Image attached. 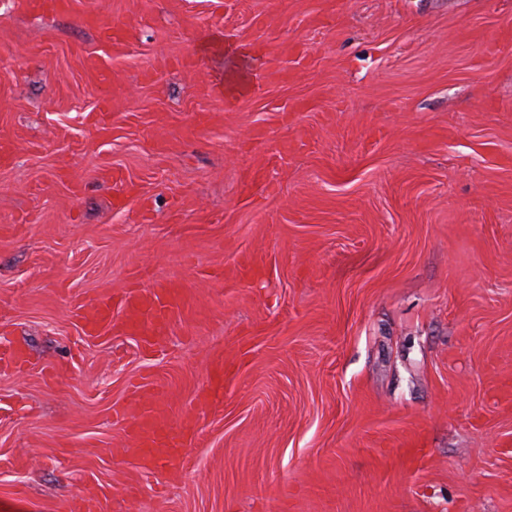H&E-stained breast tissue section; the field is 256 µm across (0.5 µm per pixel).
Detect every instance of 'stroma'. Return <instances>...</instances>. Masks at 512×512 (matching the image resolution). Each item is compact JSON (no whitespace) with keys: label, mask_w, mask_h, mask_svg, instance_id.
Listing matches in <instances>:
<instances>
[{"label":"stroma","mask_w":512,"mask_h":512,"mask_svg":"<svg viewBox=\"0 0 512 512\" xmlns=\"http://www.w3.org/2000/svg\"><path fill=\"white\" fill-rule=\"evenodd\" d=\"M1 136L0 512H512V0H0ZM136 281L166 340L85 337ZM185 298L184 291L174 286L157 284L150 289L137 286L122 295L119 303L122 317L117 323L112 316V295H102L90 305L81 306L78 317L88 338L112 334L113 327L139 337L148 346H155ZM156 393L139 394L127 413L130 416L128 431L129 448L125 453L146 466L159 461L173 459L182 467L189 466L191 460L178 448H184L191 439L193 429L190 421L176 425L155 405Z\"/></svg>","instance_id":"stroma-1"}]
</instances>
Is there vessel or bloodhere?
Here are the masks:
<instances>
[{"mask_svg": "<svg viewBox=\"0 0 512 512\" xmlns=\"http://www.w3.org/2000/svg\"><path fill=\"white\" fill-rule=\"evenodd\" d=\"M184 302L183 290L176 287L158 284L145 289L137 286L126 290L117 303L108 295L98 297L90 305L81 307L78 317L86 337L117 329L153 346ZM117 309L122 312L118 320L112 316ZM127 413L130 417L126 450L129 457L148 466L170 459L184 467L189 465L190 460L183 452L193 434L189 424H171L168 416L156 407L151 394L138 395Z\"/></svg>", "mask_w": 512, "mask_h": 512, "instance_id": "vessel-or-blood-1", "label": "vessel or blood"}]
</instances>
